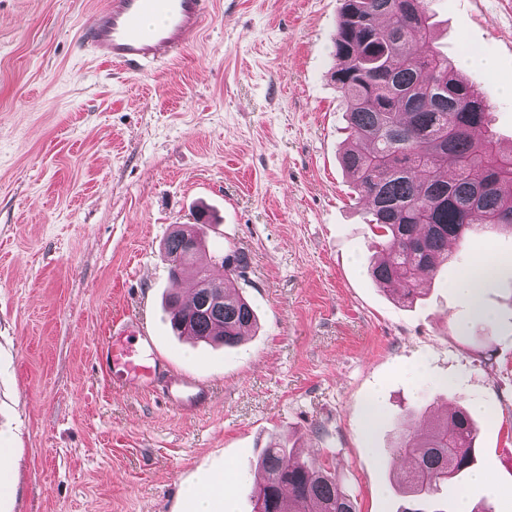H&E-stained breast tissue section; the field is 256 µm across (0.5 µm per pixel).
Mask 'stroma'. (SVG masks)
Segmentation results:
<instances>
[{
    "instance_id": "obj_1",
    "label": "stroma",
    "mask_w": 512,
    "mask_h": 512,
    "mask_svg": "<svg viewBox=\"0 0 512 512\" xmlns=\"http://www.w3.org/2000/svg\"><path fill=\"white\" fill-rule=\"evenodd\" d=\"M214 2L178 62L128 74L77 40L99 0H0V512H189L184 485L253 476L276 442L326 464L359 512H399L401 424L454 405L491 482L443 497L512 512V235L455 245L411 305L379 288L329 77L343 0ZM424 5L439 51L494 61L463 74L512 144V0ZM202 210L208 254L249 258L228 285L259 327L234 349L165 321L162 245ZM487 250L501 265L475 314L451 284ZM116 321L207 380L209 407L114 387L100 347Z\"/></svg>"
}]
</instances>
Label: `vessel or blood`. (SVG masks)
<instances>
[{"mask_svg":"<svg viewBox=\"0 0 512 512\" xmlns=\"http://www.w3.org/2000/svg\"><path fill=\"white\" fill-rule=\"evenodd\" d=\"M211 0H101L89 25L78 34L96 59L129 72L168 64L199 39ZM154 342L143 328L113 324L102 358L119 388L148 387L162 380L165 403L182 412H199L211 400L206 381L168 371L160 359L145 361Z\"/></svg>","mask_w":512,"mask_h":512,"instance_id":"obj_1","label":"vessel or blood"}]
</instances>
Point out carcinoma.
<instances>
[{"instance_id": "carcinoma-1", "label": "carcinoma", "mask_w": 512, "mask_h": 512, "mask_svg": "<svg viewBox=\"0 0 512 512\" xmlns=\"http://www.w3.org/2000/svg\"><path fill=\"white\" fill-rule=\"evenodd\" d=\"M332 56L331 79L348 103L342 165L368 202L377 238L370 276L411 303L448 262V242L463 241L477 224L512 231V150L496 146L482 96L435 50L424 0H344ZM204 228H177L167 238L172 279L205 252ZM219 261L225 277L245 276V253ZM165 309L175 334L225 347L237 346L258 321L250 301L215 283L203 266L192 301L173 294ZM476 437L460 407L423 431L403 430L397 454L412 462L403 489L419 507L401 512H445L433 508V498L471 468ZM250 497L260 512H357L326 466L297 459L279 443L264 449Z\"/></svg>"}]
</instances>
